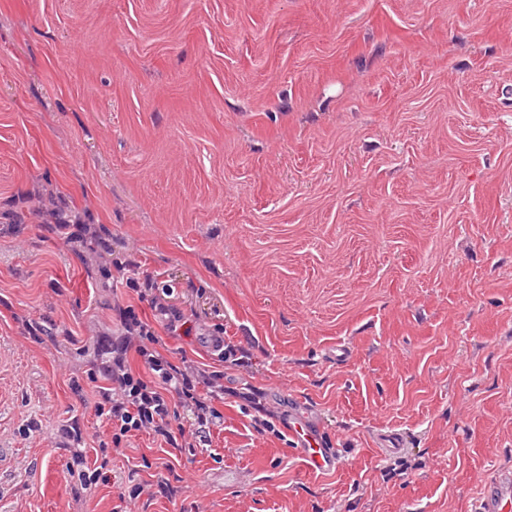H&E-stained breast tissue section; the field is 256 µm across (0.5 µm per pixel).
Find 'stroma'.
Listing matches in <instances>:
<instances>
[{"label": "stroma", "instance_id": "obj_1", "mask_svg": "<svg viewBox=\"0 0 512 512\" xmlns=\"http://www.w3.org/2000/svg\"><path fill=\"white\" fill-rule=\"evenodd\" d=\"M70 217L172 288L160 351L224 373L206 442L133 436L89 486L62 430L106 431L133 295ZM508 467L512 0H0V512H473ZM288 433L300 449L309 470L327 472L336 469V456L326 448L322 439L310 428L306 420L292 418L288 421Z\"/></svg>", "mask_w": 512, "mask_h": 512}]
</instances>
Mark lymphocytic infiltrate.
<instances>
[{"label":"lymphocytic infiltrate","instance_id":"1","mask_svg":"<svg viewBox=\"0 0 512 512\" xmlns=\"http://www.w3.org/2000/svg\"><path fill=\"white\" fill-rule=\"evenodd\" d=\"M139 267L134 254L122 253L106 257L99 272L107 279L116 273L125 275L126 288L165 317L169 332H177L183 326V313L170 305L169 292L160 290L153 275L139 274ZM114 311L119 328L112 336L111 357L87 375L92 383L107 381L95 404L97 418L108 427L107 436L96 440L98 452L107 454L109 447H120L139 434L175 448L190 447L221 417L215 402L224 396L223 372L185 357L172 361L158 350L155 328L134 305L118 303ZM132 353L143 362V371L130 366Z\"/></svg>","mask_w":512,"mask_h":512}]
</instances>
